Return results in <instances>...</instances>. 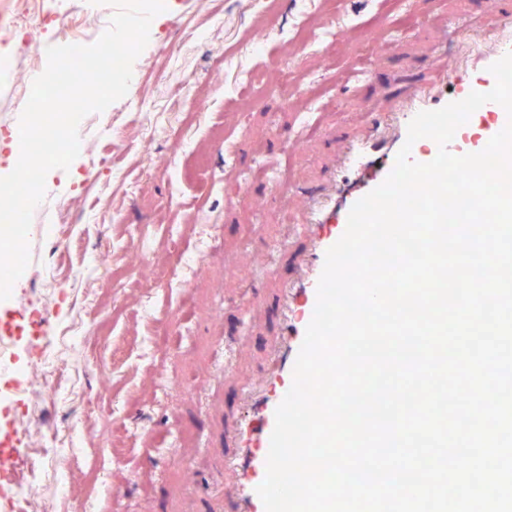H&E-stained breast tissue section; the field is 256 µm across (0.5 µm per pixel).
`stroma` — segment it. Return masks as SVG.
<instances>
[{"mask_svg":"<svg viewBox=\"0 0 512 512\" xmlns=\"http://www.w3.org/2000/svg\"><path fill=\"white\" fill-rule=\"evenodd\" d=\"M68 31L83 16L97 25L95 43L116 12L106 0H45ZM277 21L264 29L263 0H166L134 62L127 95L80 128L86 147L69 169L46 177L29 236L32 279L0 301V317L20 300L39 298L71 280L68 296L46 324L55 389L36 424L68 434L77 395L97 405L85 424L88 445L115 440L122 455L104 457L121 494L100 489L101 512H231L234 486L224 474L227 431L244 410L248 387L262 376L279 320L278 295L295 275L294 238L276 247L286 225L300 223L307 198L321 193L347 141L366 135L395 98L431 79L435 55L461 54L442 21L495 23L487 0H340L357 27L338 47L303 49L297 23H330L325 0H275ZM418 18L402 26L400 14ZM172 57L159 59L163 47ZM364 66L367 81L351 80ZM26 105L0 76V177L14 168L13 148ZM318 129L303 133L306 116ZM193 155L179 181L159 171L179 145ZM291 184L275 187L265 164ZM177 285L143 298L138 284L112 285V272L138 248ZM201 253L191 271L174 255ZM231 348L235 374L218 370V346ZM174 382L158 392L160 380ZM180 445L182 463L164 448ZM153 474L144 477V454Z\"/></svg>","mask_w":512,"mask_h":512,"instance_id":"obj_1","label":"stroma"}]
</instances>
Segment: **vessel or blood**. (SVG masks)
Masks as SVG:
<instances>
[{"label":"vessel or blood","instance_id":"vessel-or-blood-1","mask_svg":"<svg viewBox=\"0 0 512 512\" xmlns=\"http://www.w3.org/2000/svg\"><path fill=\"white\" fill-rule=\"evenodd\" d=\"M463 34L465 58L440 55L435 70L436 84L412 89L388 124L376 125L361 140L350 144L330 179L329 190L310 199L304 221L296 233L308 236V250L296 258L300 276L282 293V318L269 355L267 374L259 393L248 395V411L236 425L237 450L228 460L236 478L237 512H265L257 489L266 476L270 437L275 410L293 382V370L317 301V285L327 250L343 235L353 205L378 187L395 165V158L407 138L410 121L417 113L437 110L464 99L470 92H487L495 85L491 64L512 52V21L487 28H471ZM387 155L377 165L379 155Z\"/></svg>","mask_w":512,"mask_h":512}]
</instances>
